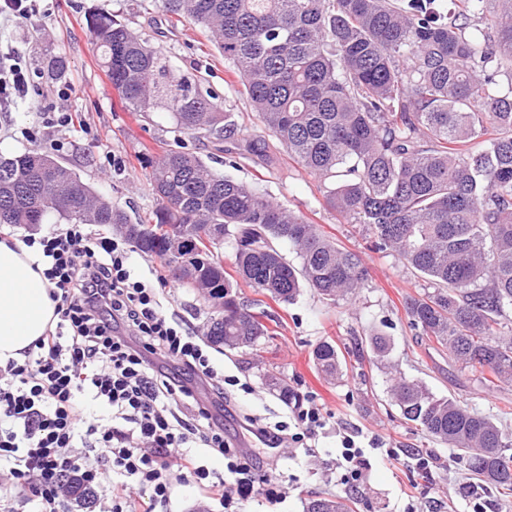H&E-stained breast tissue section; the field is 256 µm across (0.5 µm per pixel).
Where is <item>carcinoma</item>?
<instances>
[{
  "label": "carcinoma",
  "mask_w": 512,
  "mask_h": 512,
  "mask_svg": "<svg viewBox=\"0 0 512 512\" xmlns=\"http://www.w3.org/2000/svg\"><path fill=\"white\" fill-rule=\"evenodd\" d=\"M188 18L224 55L264 136H239L220 96L175 76L161 50L117 16L86 20L101 65L127 107L164 108L175 131L229 143L270 159L273 139L327 183L326 204L367 233L369 248L395 255L423 281L404 311L410 326L448 351V364L480 371L488 390L512 384V0H158ZM491 19L480 27L471 20ZM158 207L127 214L53 155L0 154V224H107L146 256L161 259L170 231L187 266L173 277L212 308L207 335L253 347L270 331L227 277L219 248L202 234L224 228L236 272L255 291L291 304L303 286L333 302L365 287L359 255L322 235L305 216L176 148L149 163ZM290 245L294 265L280 245ZM384 367L389 344L365 340ZM316 370L340 373L336 344L312 353ZM403 418L461 452L473 475L512 491L509 411L494 419L456 397L392 375ZM306 512H352L316 498Z\"/></svg>",
  "instance_id": "1"
}]
</instances>
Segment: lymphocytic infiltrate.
<instances>
[{"instance_id": "obj_1", "label": "lymphocytic infiltrate", "mask_w": 512, "mask_h": 512, "mask_svg": "<svg viewBox=\"0 0 512 512\" xmlns=\"http://www.w3.org/2000/svg\"><path fill=\"white\" fill-rule=\"evenodd\" d=\"M44 266L57 321L23 362L0 365V512L22 499L29 512H57L72 483L104 495L108 512H158L174 481L193 480L211 497H249L256 478L231 449L224 424L190 385L207 383L212 403L231 401L225 375L199 337L163 312L118 240L74 224L27 239ZM330 424L315 397L296 399L290 420L246 429L268 464L281 449L307 447ZM395 458L379 439L341 432L337 466L361 480L366 449ZM225 461L211 472L206 455Z\"/></svg>"}]
</instances>
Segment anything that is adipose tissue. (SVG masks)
Masks as SVG:
<instances>
[{"mask_svg":"<svg viewBox=\"0 0 512 512\" xmlns=\"http://www.w3.org/2000/svg\"><path fill=\"white\" fill-rule=\"evenodd\" d=\"M55 321L42 266L22 241H0V361L23 360Z\"/></svg>","mask_w":512,"mask_h":512,"instance_id":"adipose-tissue-1","label":"adipose tissue"}]
</instances>
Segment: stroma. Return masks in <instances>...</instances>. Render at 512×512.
Returning a JSON list of instances; mask_svg holds the SVG:
<instances>
[{"label": "stroma", "mask_w": 512, "mask_h": 512, "mask_svg": "<svg viewBox=\"0 0 512 512\" xmlns=\"http://www.w3.org/2000/svg\"><path fill=\"white\" fill-rule=\"evenodd\" d=\"M94 9L119 15L161 49L176 71L213 88L224 111L233 113L241 137H260L262 128L246 98L231 87L223 54L199 26L169 17L156 0H35L30 18L0 17V58H20L30 76L28 96L0 109V153L49 152L115 207L139 220L157 207L148 180L149 161L173 144V124L159 108L144 116L122 108L87 27L86 15ZM49 55L63 56L67 63L66 72L55 79L41 64ZM48 112L68 113L73 122L47 125ZM186 144L203 159H214L218 172L270 193L283 206L303 213L336 243L357 251L368 270V285L353 300L336 304L302 288L294 303L267 302L271 336L265 342L235 350L208 348L225 374L249 385L248 390H236L234 404L224 413V436L233 446L247 448L253 443L244 428L245 415L287 419V404L266 382L272 373L291 389L315 394L334 417L335 429L322 435L313 449H287L273 471L256 467L257 481L284 488L282 503L270 506L257 494L227 508L186 482L177 485L167 512H194L200 505L207 512H305L307 502L316 496L352 499L354 512H472L476 507L482 512H512V494L486 488L467 474L456 449L404 420L391 401L388 374L373 359L355 355L357 338L382 333L405 377L424 382L437 395L465 399L486 415L512 410V385L484 390L470 373L449 366L447 357L428 356L426 338L409 326L403 309L404 300L420 292L421 279L395 256L369 250L359 226L345 223L326 205L323 183L291 161L282 146L274 147L273 164L246 155L229 165L225 153L209 139L190 138ZM163 305L166 315L178 319L187 331L205 336L211 311L194 293L173 288L164 295ZM325 339L334 341L345 356L332 381L317 373L312 360L314 347ZM339 427L362 433L367 440L384 439L401 454L387 460L379 451H368L370 465L363 479L342 483L336 468ZM417 452L428 456L429 470L416 467Z\"/></svg>", "instance_id": "stroma-1"}]
</instances>
